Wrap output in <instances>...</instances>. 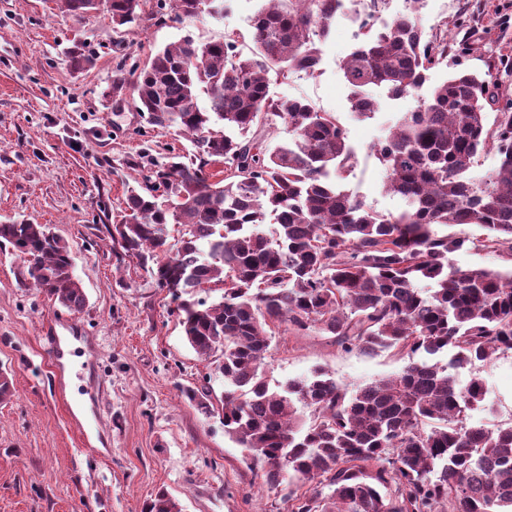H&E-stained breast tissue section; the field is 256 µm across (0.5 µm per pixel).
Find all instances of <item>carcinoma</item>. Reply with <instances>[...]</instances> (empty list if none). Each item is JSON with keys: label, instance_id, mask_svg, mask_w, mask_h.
<instances>
[{"label": "carcinoma", "instance_id": "obj_1", "mask_svg": "<svg viewBox=\"0 0 512 512\" xmlns=\"http://www.w3.org/2000/svg\"><path fill=\"white\" fill-rule=\"evenodd\" d=\"M170 2L172 16L151 18L201 16L200 0ZM61 4L75 16L92 9V0ZM144 4L111 0L112 25L142 21ZM341 8V0H266L245 57L232 34L202 44L186 36L142 67L122 43L112 44V97L123 101L135 78L138 111L195 148L150 163L145 185L127 190L112 247L168 291L188 344L218 361L221 395L184 394L205 415L221 406L224 434L282 492L287 512H512V423H471L485 381L474 374L462 387L450 373L512 354V270L450 265L448 254L468 238L440 231L474 224L483 247L512 251V114L490 132L488 82L451 74L375 147L387 169L384 189L405 208L371 211L336 185L355 160L338 118L300 98L269 96L270 74L318 70V44ZM447 52L424 38L415 11L398 17L342 60L352 108L372 116V88L415 93ZM66 58L81 71L95 55L75 43ZM267 113L288 123L287 144L270 148L252 136ZM489 145L497 166L470 176ZM221 160L224 177L213 181L206 168ZM171 224L183 226L176 247ZM5 242L20 253L24 280L68 311H83L87 295L69 247L47 225L0 224ZM213 285L224 290L220 301L199 297ZM282 326L317 327L343 349L392 350L409 363L351 395L322 368L273 389L265 358ZM145 512L182 506L162 490Z\"/></svg>", "mask_w": 512, "mask_h": 512}]
</instances>
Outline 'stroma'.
I'll return each instance as SVG.
<instances>
[{"instance_id": "obj_1", "label": "stroma", "mask_w": 512, "mask_h": 512, "mask_svg": "<svg viewBox=\"0 0 512 512\" xmlns=\"http://www.w3.org/2000/svg\"><path fill=\"white\" fill-rule=\"evenodd\" d=\"M260 6L233 0L220 20L117 30L100 15L63 13L56 0H0V224H44L63 238L87 295L83 311L72 315L41 290L19 286L22 262L0 246V367L11 372L15 390L0 404V512H142L162 489L183 512H286L279 490L250 470L244 448L225 436L220 415H203L183 394L223 391L213 361L187 343L166 290L112 249L126 190L143 181L140 158L160 161L191 147L174 129L149 124L134 88L115 104L113 41L124 40L142 64L184 36L207 42L232 32L246 56ZM387 8L416 11L426 38L447 35L448 55L429 71L420 96L452 73L470 71L494 86L488 128L512 113V0H422L416 9L409 0H389ZM77 36L96 53L86 71L62 60ZM361 40L358 21L338 19L320 45L318 71L272 80L269 95L334 113L355 152L341 188L374 212L395 215L404 202L385 191L386 170L373 146L416 97L393 99L373 89L374 117L355 119L340 64ZM464 231L468 241L449 254L451 265L512 270V252L480 246L475 226ZM68 316L94 348L80 378L55 369L45 349L44 324ZM404 366L388 352L340 349L315 329H280L265 371L274 386L322 368L352 392ZM476 373L488 393L472 421L489 428L512 423V356L460 369L459 383ZM85 417L96 421L88 441L79 428Z\"/></svg>"}]
</instances>
